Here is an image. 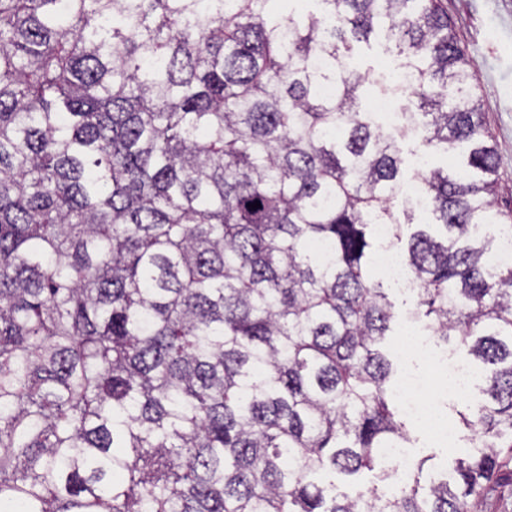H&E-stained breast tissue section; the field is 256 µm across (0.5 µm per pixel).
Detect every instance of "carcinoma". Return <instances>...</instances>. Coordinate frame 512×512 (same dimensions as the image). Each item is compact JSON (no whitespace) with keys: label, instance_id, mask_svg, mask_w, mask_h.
Listing matches in <instances>:
<instances>
[{"label":"carcinoma","instance_id":"1","mask_svg":"<svg viewBox=\"0 0 512 512\" xmlns=\"http://www.w3.org/2000/svg\"><path fill=\"white\" fill-rule=\"evenodd\" d=\"M313 3L0 0V512H477L512 460V215L465 49L440 0ZM378 27L447 161L405 247V132L346 59ZM385 245L485 399L466 458L351 497L410 442Z\"/></svg>","mask_w":512,"mask_h":512}]
</instances>
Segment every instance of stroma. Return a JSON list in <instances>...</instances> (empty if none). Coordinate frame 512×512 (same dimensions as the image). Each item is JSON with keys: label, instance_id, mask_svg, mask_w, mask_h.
<instances>
[{"label": "stroma", "instance_id": "1", "mask_svg": "<svg viewBox=\"0 0 512 512\" xmlns=\"http://www.w3.org/2000/svg\"><path fill=\"white\" fill-rule=\"evenodd\" d=\"M442 5L469 57L475 92L498 145L500 185L495 203L502 210H512V0H442ZM407 344V337L395 336L394 345L400 351L398 377L413 371L425 376L426 385L418 397L430 401L438 422L452 433L451 444L444 446L431 442L419 428H412L409 453L442 466L468 445V432L457 415L465 402L446 387L436 386L430 367L421 356L414 352L403 355Z\"/></svg>", "mask_w": 512, "mask_h": 512}]
</instances>
